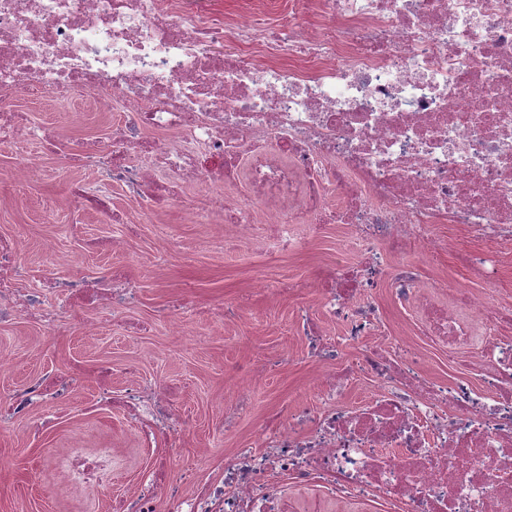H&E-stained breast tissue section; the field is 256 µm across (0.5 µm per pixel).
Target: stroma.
Returning a JSON list of instances; mask_svg holds the SVG:
<instances>
[{
    "label": "stroma",
    "mask_w": 512,
    "mask_h": 512,
    "mask_svg": "<svg viewBox=\"0 0 512 512\" xmlns=\"http://www.w3.org/2000/svg\"><path fill=\"white\" fill-rule=\"evenodd\" d=\"M9 106L66 141L53 149L36 141L22 148L0 143V238L21 241L19 286L42 291L44 305L40 314L0 322V348L14 363L0 373V397L37 380L60 381L78 372L84 379L81 386L38 403L30 417L0 428V512H110L108 499L58 485L45 466L51 451L76 444L112 449L113 495L140 490L170 442L161 436L152 448H133L120 413L92 411L104 369L116 391L154 382L176 388L173 407L183 432L175 470L219 476L227 454L259 448L271 413L287 403L312 401L317 369L306 331L316 327L329 339L341 329L310 308L307 283L328 270L345 247L347 225H325L315 236L301 233L297 251L275 258L256 237L235 259H225L210 225L184 222L174 206L148 208L141 193L112 181L102 166L68 167L67 141L109 138L124 119L120 105L81 94L64 101L19 97ZM23 151L41 154V174L18 186L10 171ZM75 182L126 212L135 232L113 242L120 225L68 206L65 198ZM52 253L61 259L60 269L49 262ZM402 263L426 288L442 278L459 288L476 287L446 254L430 261L410 253ZM54 270L77 281V289L64 297L45 291ZM104 276L134 289L133 302L115 311L103 308L87 287ZM262 276L287 285V292L253 298L249 311H242L239 296ZM186 299L196 309L189 319V343L173 335L165 320ZM372 300L382 335L416 336L415 311L400 306L388 284H381ZM89 322L97 323L95 334H86ZM253 372L260 375L254 400L234 409L233 381ZM281 491L285 512H375L365 501H328L315 484L288 482Z\"/></svg>",
    "instance_id": "35a3bbf8"
}]
</instances>
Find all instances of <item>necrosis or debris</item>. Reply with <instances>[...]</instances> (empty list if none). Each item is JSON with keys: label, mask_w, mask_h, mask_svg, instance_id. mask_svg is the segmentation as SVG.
Wrapping results in <instances>:
<instances>
[{"label": "necrosis or debris", "mask_w": 512, "mask_h": 512, "mask_svg": "<svg viewBox=\"0 0 512 512\" xmlns=\"http://www.w3.org/2000/svg\"><path fill=\"white\" fill-rule=\"evenodd\" d=\"M271 2L223 14L211 0H0L1 97L88 93L129 114L109 150L75 147L74 162L155 187L153 203L178 205L187 222L233 225L228 256L261 224L274 254L298 247V225L347 224L346 249L360 257L355 289L338 274L310 282L344 328L342 341L310 343L317 404L279 415L261 449L238 451L193 494L160 482L112 512H156L160 496L168 512H283L288 480L378 512H512V339L500 335L512 310L444 280L426 292L409 269L386 274L376 249L434 258L447 222L512 242V0H288L276 24ZM309 13L318 24L301 23ZM191 182L216 191L181 199ZM20 260L18 241L0 240V321L41 299L14 287ZM385 276L430 345L480 371L485 393L428 380L426 354L405 340L376 341L369 297ZM476 320L484 339L460 356ZM360 340L358 361L340 368L341 342ZM345 374L375 382L363 405H342ZM172 397L129 388L112 405L132 438H173ZM47 465L82 492L112 487L111 449Z\"/></svg>", "instance_id": "necrosis-or-debris-1"}]
</instances>
